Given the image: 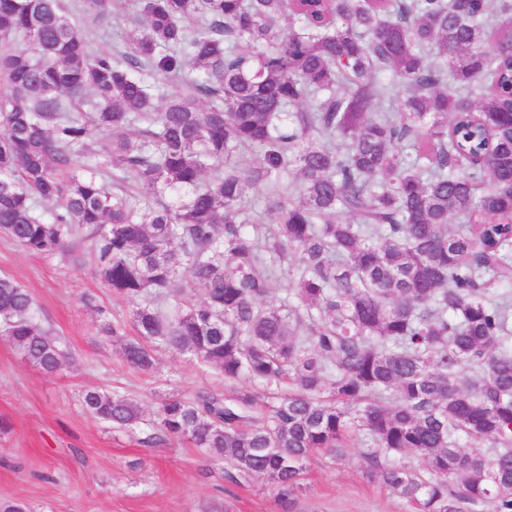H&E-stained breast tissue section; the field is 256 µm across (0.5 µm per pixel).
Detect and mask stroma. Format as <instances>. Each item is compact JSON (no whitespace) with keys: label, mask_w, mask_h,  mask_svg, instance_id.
<instances>
[{"label":"stroma","mask_w":512,"mask_h":512,"mask_svg":"<svg viewBox=\"0 0 512 512\" xmlns=\"http://www.w3.org/2000/svg\"><path fill=\"white\" fill-rule=\"evenodd\" d=\"M87 237L70 256L37 255L0 237V276L34 297L41 322L61 336L72 360L48 375L0 340V500L28 502L32 512H272L263 484L226 489L224 471L188 443L147 442L158 392L191 397L221 391L223 380L189 358L160 353L155 373L129 367L119 345L100 330L97 308L126 324L129 308L113 299L96 273ZM95 308H88L87 298ZM137 399L142 422L117 430L81 403L85 389ZM358 449L338 462L314 455L307 464L306 503L314 512H413L362 475Z\"/></svg>","instance_id":"stroma-1"}]
</instances>
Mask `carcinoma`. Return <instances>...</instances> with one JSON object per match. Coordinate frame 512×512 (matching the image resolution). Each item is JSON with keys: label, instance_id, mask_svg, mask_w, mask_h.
Here are the masks:
<instances>
[{"label": "carcinoma", "instance_id": "carcinoma-1", "mask_svg": "<svg viewBox=\"0 0 512 512\" xmlns=\"http://www.w3.org/2000/svg\"><path fill=\"white\" fill-rule=\"evenodd\" d=\"M128 6L0 0V234L55 255L88 232L132 305V338L96 308L127 365L164 349L250 383L162 397L146 442H190L274 512L347 448L417 512H512V3ZM0 335L46 374L70 361L6 276ZM82 404L142 420L111 392Z\"/></svg>", "mask_w": 512, "mask_h": 512}]
</instances>
